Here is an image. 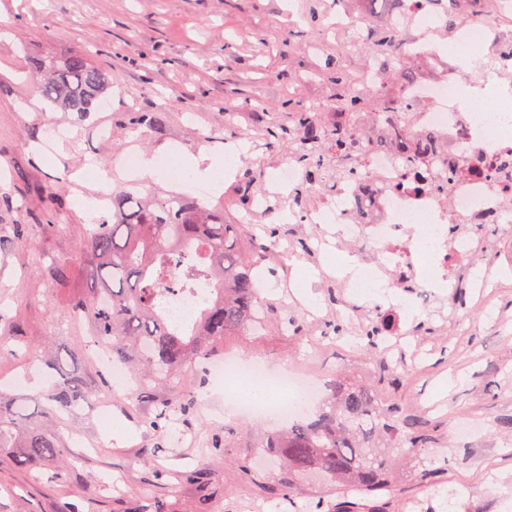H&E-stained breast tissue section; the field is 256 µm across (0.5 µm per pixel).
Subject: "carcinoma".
<instances>
[{"mask_svg": "<svg viewBox=\"0 0 512 512\" xmlns=\"http://www.w3.org/2000/svg\"><path fill=\"white\" fill-rule=\"evenodd\" d=\"M495 5L497 0H447L442 11L448 28L456 29L475 13L493 15ZM399 42L398 32L384 30L369 53L388 64L398 58ZM29 69L46 112L86 116L112 92V76L84 53L35 56ZM334 83L336 111L362 112L371 104L370 93L352 86L339 69ZM378 115L391 127L399 152H405L412 139L409 113L387 103ZM351 138L352 128L346 125L329 129L308 112L298 115V158L322 181L351 174L328 166L330 156L341 153ZM271 244L245 224L226 223L224 210L207 209L184 194L153 199L136 190L113 194L112 218L94 226L84 242L94 287L72 310L91 336L83 348L70 352L72 362L81 366L101 349L129 370L138 402L158 416L186 411L194 403L188 387L196 361L221 352L226 337L246 338L252 326L272 321L256 288L257 271ZM175 269L188 283L205 279L213 285L194 326L185 330L167 325L156 304L160 286ZM392 323L385 315L367 330V346L378 348ZM49 365L59 375L45 406L56 416L54 423L29 421L17 401L0 393V456L27 470L66 464L70 448L57 427L87 390V373L62 372L57 357ZM385 383L383 373L378 381L361 384L341 370L312 414L255 444L280 461L273 494L293 502L300 495L296 480L315 475L329 490L312 503L314 512H393L397 488L390 471L395 460L386 448L398 445L420 454L433 442V431L418 416L401 417L400 404L383 397Z\"/></svg>", "mask_w": 512, "mask_h": 512, "instance_id": "carcinoma-1", "label": "carcinoma"}]
</instances>
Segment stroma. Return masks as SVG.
Listing matches in <instances>:
<instances>
[{
  "instance_id": "stroma-1",
  "label": "stroma",
  "mask_w": 512,
  "mask_h": 512,
  "mask_svg": "<svg viewBox=\"0 0 512 512\" xmlns=\"http://www.w3.org/2000/svg\"><path fill=\"white\" fill-rule=\"evenodd\" d=\"M332 0H0V316L19 336V354L41 353L52 345L67 354L80 345L87 328L71 312L90 285L80 257L89 225L75 207L78 196L97 193L92 180L75 173L94 162L110 170L109 192L130 182L122 156L140 161L164 154L223 155L227 145L242 147L240 162L225 177L209 206H220L228 223L242 210L239 177L257 171L269 183L275 160L295 149L287 136L296 111L336 114V69L359 79L367 62L365 44L356 46L346 30L322 38ZM60 56L84 51L112 73L111 107L80 117L46 112L28 84L26 56ZM163 112L159 125H136L137 112ZM66 128L68 137L52 153L39 145L48 128ZM288 202L257 225L265 238L293 245V271L313 288L299 302L283 303L273 287H261L279 314L299 319L302 330L283 336L272 330L259 337L227 338L236 355L260 356L267 364L289 361L329 379L347 366L353 379L374 380L382 368L371 350L352 351L348 339H333L312 350L336 319V300L346 291L330 285L321 262L306 244L316 230L290 221ZM19 224H48L52 230L17 239ZM496 264L491 288H435L406 315L425 364L406 358L394 371L386 395L403 404L408 416L424 415L435 442L419 458L389 448L400 495L395 512L424 503L427 512H448L451 490L464 485L474 497L469 512H512V229L486 226ZM70 265L81 275L70 288L48 276L54 265ZM324 310L322 323L305 316L303 304ZM10 359L0 360V392L25 397L29 413L56 380L46 368L15 374ZM235 436L234 447L209 451L208 441ZM268 432L265 423L227 415L220 387L195 376V403L174 421L155 420L127 392L111 387L101 367L90 368L86 401L59 427L73 450L65 471L45 466L40 475L0 465V512H125L129 499L163 498L176 512H276L275 496L254 494L231 460L255 459L254 442ZM425 469L443 473L424 484ZM121 476L123 488L102 487L108 475Z\"/></svg>"
}]
</instances>
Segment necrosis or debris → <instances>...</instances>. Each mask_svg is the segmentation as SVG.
<instances>
[{
	"label": "necrosis or debris",
	"instance_id": "4bbe7bcc",
	"mask_svg": "<svg viewBox=\"0 0 512 512\" xmlns=\"http://www.w3.org/2000/svg\"><path fill=\"white\" fill-rule=\"evenodd\" d=\"M405 9L420 21L424 36L406 34L402 49L406 56L434 70L433 78H420L398 89L392 104L411 105L414 132H431L437 146L420 155H401L375 134L354 137L352 148L337 159L339 166L352 169L351 177L333 183L308 180L303 164L296 160L279 163L276 183L293 196L317 190L318 200L294 210L297 224L325 226L337 243L374 250L378 262L361 265L323 252L321 241L311 244L313 256L326 264L347 267L342 282L354 296L367 298L387 288L410 282L418 292L429 288L455 287L460 275L475 264L472 240L449 239V225L480 228L486 224L512 221V169L502 168V155L512 153V97L496 111L465 110L452 74L455 63L471 58L476 66H491L499 79L512 83V33L503 29L502 19L512 18V0H498L495 17H475L463 32L440 44L427 36L437 24L436 0H405ZM469 157L470 174L456 175L460 153ZM212 293L208 282L183 284L181 276L159 292V309L175 328L190 326ZM247 372L269 393L266 402L241 398L235 380ZM209 378L224 388V402L244 414L272 416L292 422L299 406L291 392L317 403L323 388L302 372L270 373L263 365L240 367L231 358L215 357L206 363Z\"/></svg>",
	"mask_w": 512,
	"mask_h": 512
}]
</instances>
